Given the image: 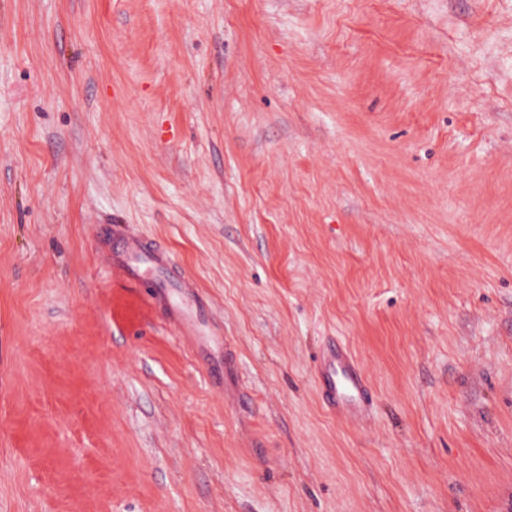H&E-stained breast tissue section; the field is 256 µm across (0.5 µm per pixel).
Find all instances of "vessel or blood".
I'll return each mask as SVG.
<instances>
[{
	"label": "vessel or blood",
	"mask_w": 512,
	"mask_h": 512,
	"mask_svg": "<svg viewBox=\"0 0 512 512\" xmlns=\"http://www.w3.org/2000/svg\"><path fill=\"white\" fill-rule=\"evenodd\" d=\"M111 239L113 271L135 282L143 273H154L149 308L161 310L181 334L193 337L200 349L208 351L211 372H227L224 336L210 329L207 307L191 293L189 281L176 274L171 253L127 232L119 223L113 224ZM314 373L326 410L350 419L370 405V380L348 347H321L314 360Z\"/></svg>",
	"instance_id": "vessel-or-blood-1"
}]
</instances>
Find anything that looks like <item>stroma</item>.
I'll return each mask as SVG.
<instances>
[{"label":"stroma","mask_w":512,"mask_h":512,"mask_svg":"<svg viewBox=\"0 0 512 512\" xmlns=\"http://www.w3.org/2000/svg\"><path fill=\"white\" fill-rule=\"evenodd\" d=\"M0 512H512V0H0ZM108 236L112 239L113 271L135 282L144 272L154 273L146 306L161 310L181 334L192 336L200 349L209 350L210 370L223 372L225 382L228 358L224 334L209 328L208 309L191 293L189 281L176 274L172 254L127 232L124 224L113 223ZM314 373L326 410L352 419L372 402L368 375L348 347L336 343L321 347L314 360Z\"/></svg>","instance_id":"35a3bbf8"}]
</instances>
